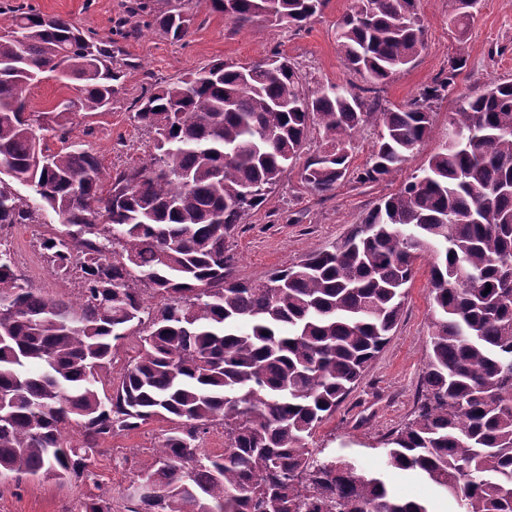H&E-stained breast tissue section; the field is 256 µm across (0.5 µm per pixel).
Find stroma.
<instances>
[{
  "label": "stroma",
  "instance_id": "stroma-1",
  "mask_svg": "<svg viewBox=\"0 0 512 512\" xmlns=\"http://www.w3.org/2000/svg\"><path fill=\"white\" fill-rule=\"evenodd\" d=\"M134 2L0 0V31L10 28L13 6L23 4L65 17L96 38L107 39ZM350 6L351 0H327L322 11L299 30L262 19L240 30L224 13L215 11L210 0H190L186 9L191 22L184 39L146 29L120 42L125 67L119 91L106 111L77 114L74 135L104 168L116 170L139 163L153 147L152 134L137 123L132 108L144 87L175 81L212 62L246 65L279 53L295 66L306 89L370 85L380 107L392 108L410 101L446 72L451 61L462 60L455 89L434 108L431 134L392 177L372 183L356 179L369 163L381 132L380 125L366 124L351 135L349 173L335 193L327 197L312 193L302 172L308 160L321 151L322 140L317 129H310L295 165L281 176L266 202L226 239L236 258V278L263 283L273 270L292 266L313 249L344 237L382 198L398 192L447 142L459 95L481 93L493 80L512 81V0H481L475 21L462 38L449 24L455 0H417L424 48L407 68L375 85L351 70L337 47L336 25ZM81 88V81L75 79L65 83L52 77L42 79L24 91L26 109L51 111L58 101L77 97ZM5 238L9 249L21 256L16 269L25 282L49 298L76 296L75 283L58 280L48 266L30 225H12ZM431 263L428 254L418 260L393 334L336 412L314 430L309 446L321 458H354L361 469L380 475L398 494L426 502L431 512H452L447 495L415 472L391 468L385 451L386 440L413 419L421 401L433 305ZM169 427V422L150 420L138 429L112 436L108 453L91 461L94 478L90 481H0V512H80L82 503L92 495L108 499L112 512H126L136 472L152 462Z\"/></svg>",
  "mask_w": 512,
  "mask_h": 512
}]
</instances>
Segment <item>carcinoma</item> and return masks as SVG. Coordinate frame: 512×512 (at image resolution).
<instances>
[{
    "label": "carcinoma",
    "mask_w": 512,
    "mask_h": 512,
    "mask_svg": "<svg viewBox=\"0 0 512 512\" xmlns=\"http://www.w3.org/2000/svg\"><path fill=\"white\" fill-rule=\"evenodd\" d=\"M456 2L451 22L464 33L479 0ZM324 4L211 0L238 26L261 17L297 29ZM414 4L353 0L336 31L349 67L379 82L411 64L424 48ZM131 14L146 20L120 23L123 39L143 26L188 33L180 3L154 13L138 0ZM117 52L116 40L34 9L0 34V228L57 216L41 247L82 292L43 296L0 249V477L89 479L108 438L157 418L172 426L135 479L152 493L130 497L128 512H430L376 476L316 458L308 439L386 344L414 262L432 249L421 404L387 440L388 464L422 473L455 512H512V83L461 95L448 132L458 145L434 153L344 239L252 284L234 278L224 241L293 164L310 126L324 139L303 169L311 191L336 189L352 131L367 123L383 132L357 179L383 180L428 136L461 63L379 111L364 88L304 90L282 57L208 64L144 90L134 118L155 151L114 174L73 138L72 116L112 104ZM45 73L84 88L76 105L34 119L22 93ZM35 126L61 148L43 146ZM147 322L117 387L100 388L117 342ZM216 422L224 453L212 455L197 441ZM81 512L111 504L93 495Z\"/></svg>",
    "instance_id": "cac0c4a2"
}]
</instances>
